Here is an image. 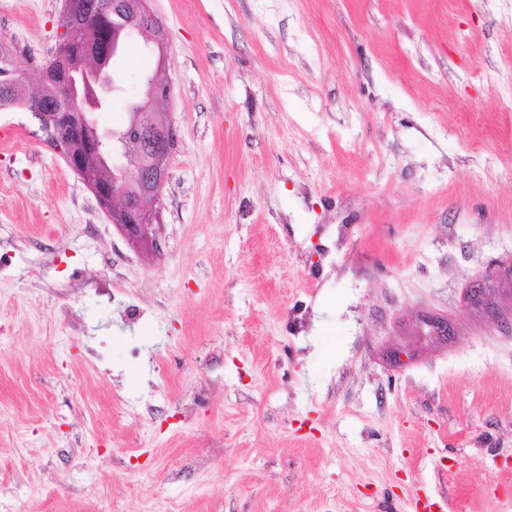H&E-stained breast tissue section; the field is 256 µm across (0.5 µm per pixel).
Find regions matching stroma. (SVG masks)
<instances>
[{"instance_id":"obj_1","label":"stroma","mask_w":512,"mask_h":512,"mask_svg":"<svg viewBox=\"0 0 512 512\" xmlns=\"http://www.w3.org/2000/svg\"><path fill=\"white\" fill-rule=\"evenodd\" d=\"M151 7L159 251L0 112V512H512V0ZM60 9L0 0L18 68Z\"/></svg>"}]
</instances>
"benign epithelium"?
Listing matches in <instances>:
<instances>
[{"mask_svg":"<svg viewBox=\"0 0 512 512\" xmlns=\"http://www.w3.org/2000/svg\"><path fill=\"white\" fill-rule=\"evenodd\" d=\"M112 10L127 19L97 41L76 36L82 14L77 0H64L58 17L59 40L42 62V90L30 98L29 112L45 125L48 143L94 195L132 243L158 247L153 225L162 215L177 136L167 113L155 114L170 98V85L159 73L144 77L142 96L129 106V121L101 130L93 117L103 95L116 90L111 70L125 38L153 33L158 69L165 65L164 26L150 0H112Z\"/></svg>","mask_w":512,"mask_h":512,"instance_id":"1","label":"benign epithelium"}]
</instances>
